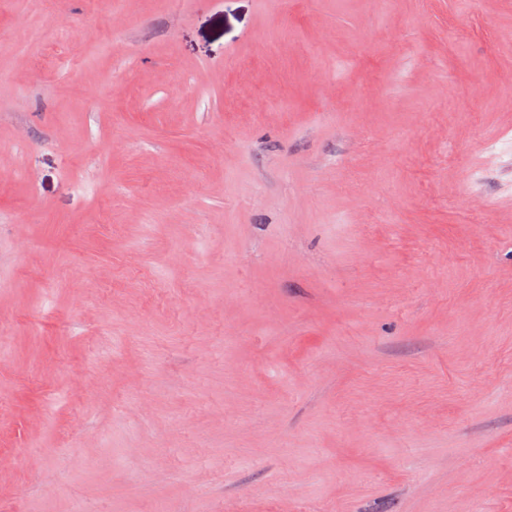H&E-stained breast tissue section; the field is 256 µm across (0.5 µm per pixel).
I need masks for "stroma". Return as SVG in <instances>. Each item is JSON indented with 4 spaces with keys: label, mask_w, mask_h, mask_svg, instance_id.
Returning a JSON list of instances; mask_svg holds the SVG:
<instances>
[{
    "label": "stroma",
    "mask_w": 512,
    "mask_h": 512,
    "mask_svg": "<svg viewBox=\"0 0 512 512\" xmlns=\"http://www.w3.org/2000/svg\"><path fill=\"white\" fill-rule=\"evenodd\" d=\"M510 137L512 0H7L0 512H512Z\"/></svg>",
    "instance_id": "stroma-1"
}]
</instances>
